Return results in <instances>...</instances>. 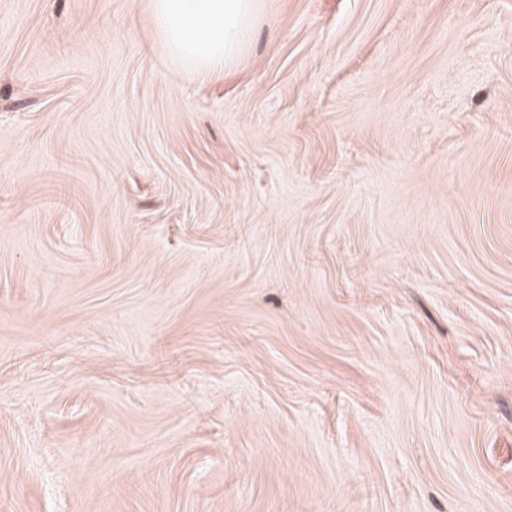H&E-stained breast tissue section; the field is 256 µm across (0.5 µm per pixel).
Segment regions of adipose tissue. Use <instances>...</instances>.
Returning <instances> with one entry per match:
<instances>
[{
  "instance_id": "obj_1",
  "label": "adipose tissue",
  "mask_w": 512,
  "mask_h": 512,
  "mask_svg": "<svg viewBox=\"0 0 512 512\" xmlns=\"http://www.w3.org/2000/svg\"><path fill=\"white\" fill-rule=\"evenodd\" d=\"M168 50L203 73L225 70L243 49L258 0H152Z\"/></svg>"
}]
</instances>
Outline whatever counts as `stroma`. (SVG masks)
Listing matches in <instances>:
<instances>
[{
  "instance_id": "1",
  "label": "stroma",
  "mask_w": 512,
  "mask_h": 512,
  "mask_svg": "<svg viewBox=\"0 0 512 512\" xmlns=\"http://www.w3.org/2000/svg\"><path fill=\"white\" fill-rule=\"evenodd\" d=\"M0 512H512V0H0ZM168 50L202 73L225 70L243 49L258 0H152Z\"/></svg>"
}]
</instances>
